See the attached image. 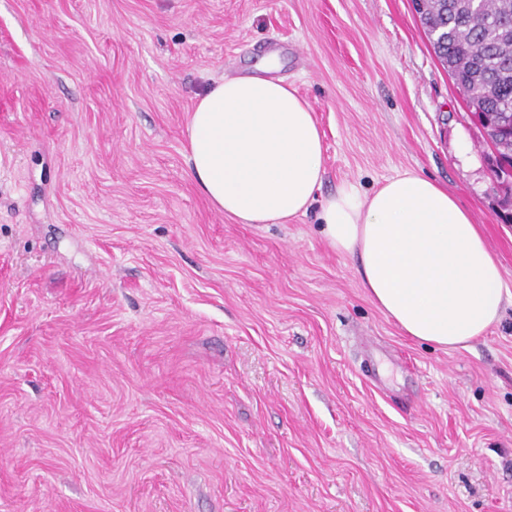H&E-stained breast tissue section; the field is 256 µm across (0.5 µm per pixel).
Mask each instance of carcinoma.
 Segmentation results:
<instances>
[{
	"label": "carcinoma",
	"instance_id": "1",
	"mask_svg": "<svg viewBox=\"0 0 512 512\" xmlns=\"http://www.w3.org/2000/svg\"><path fill=\"white\" fill-rule=\"evenodd\" d=\"M434 53L453 83L476 112L512 113V0H422L414 8ZM499 166L492 170L493 188L512 197V184L500 173L512 170V132L494 143Z\"/></svg>",
	"mask_w": 512,
	"mask_h": 512
}]
</instances>
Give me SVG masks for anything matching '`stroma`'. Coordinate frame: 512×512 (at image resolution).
Returning a JSON list of instances; mask_svg holds the SVG:
<instances>
[{"label": "stroma", "instance_id": "stroma-1", "mask_svg": "<svg viewBox=\"0 0 512 512\" xmlns=\"http://www.w3.org/2000/svg\"><path fill=\"white\" fill-rule=\"evenodd\" d=\"M278 77L323 193L448 186L504 268L470 348L404 336L315 213L240 224L184 155ZM411 0H0V512H512V224Z\"/></svg>", "mask_w": 512, "mask_h": 512}]
</instances>
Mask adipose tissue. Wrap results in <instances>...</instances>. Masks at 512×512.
Returning <instances> with one entry per match:
<instances>
[{
    "instance_id": "adipose-tissue-1",
    "label": "adipose tissue",
    "mask_w": 512,
    "mask_h": 512,
    "mask_svg": "<svg viewBox=\"0 0 512 512\" xmlns=\"http://www.w3.org/2000/svg\"><path fill=\"white\" fill-rule=\"evenodd\" d=\"M185 158L198 190L242 224H283L318 206L330 248L358 260L376 307L407 336L465 348L500 318L502 266L455 195L406 172L366 193L320 190L321 132L281 78H225L197 101Z\"/></svg>"
}]
</instances>
